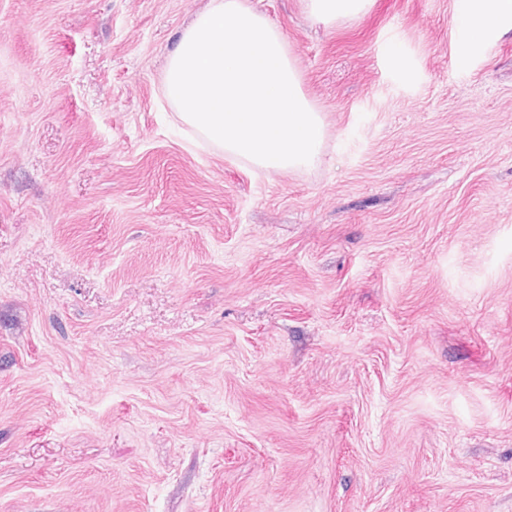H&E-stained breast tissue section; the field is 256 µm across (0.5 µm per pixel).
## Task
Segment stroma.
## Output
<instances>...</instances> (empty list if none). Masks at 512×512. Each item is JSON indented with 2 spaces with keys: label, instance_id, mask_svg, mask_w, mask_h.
Listing matches in <instances>:
<instances>
[{
  "label": "stroma",
  "instance_id": "obj_1",
  "mask_svg": "<svg viewBox=\"0 0 512 512\" xmlns=\"http://www.w3.org/2000/svg\"><path fill=\"white\" fill-rule=\"evenodd\" d=\"M249 2L314 166L176 125L209 0H0V512H512V19ZM371 2V0H305V7L311 17L327 25L338 18L363 13ZM459 14L464 38L459 45V60L466 62L473 47L485 33L498 26L505 17L512 16L511 0H467Z\"/></svg>",
  "mask_w": 512,
  "mask_h": 512
}]
</instances>
